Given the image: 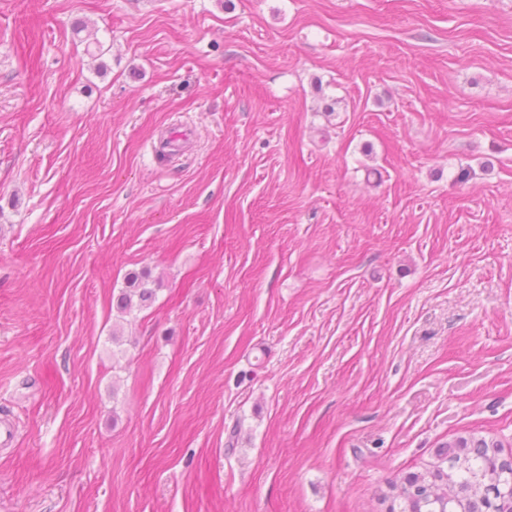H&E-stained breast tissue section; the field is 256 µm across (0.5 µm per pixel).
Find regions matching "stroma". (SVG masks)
I'll use <instances>...</instances> for the list:
<instances>
[{"mask_svg": "<svg viewBox=\"0 0 512 512\" xmlns=\"http://www.w3.org/2000/svg\"><path fill=\"white\" fill-rule=\"evenodd\" d=\"M0 420V512L512 457V0H0ZM127 280V286L118 298L121 308L131 307L135 299L140 306H144L155 297V288H152V282L148 277L132 273L128 275Z\"/></svg>", "mask_w": 512, "mask_h": 512, "instance_id": "obj_1", "label": "stroma"}]
</instances>
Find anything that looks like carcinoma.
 <instances>
[{
	"label": "carcinoma",
	"instance_id": "cac0c4a2",
	"mask_svg": "<svg viewBox=\"0 0 512 512\" xmlns=\"http://www.w3.org/2000/svg\"><path fill=\"white\" fill-rule=\"evenodd\" d=\"M154 297L148 277L132 273L118 303L126 309ZM448 447V471L406 478L402 495L410 512H512V465L499 461L498 444L458 437Z\"/></svg>",
	"mask_w": 512,
	"mask_h": 512
}]
</instances>
